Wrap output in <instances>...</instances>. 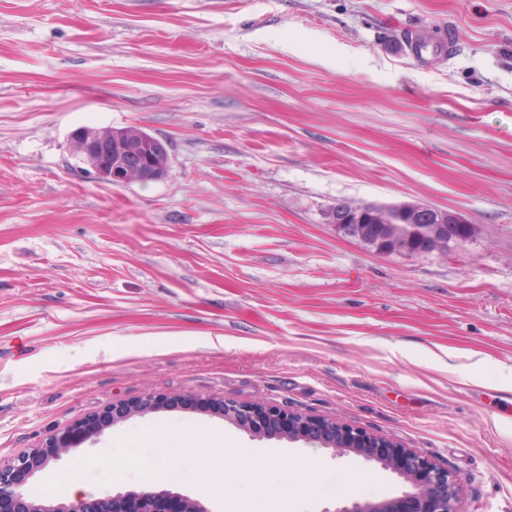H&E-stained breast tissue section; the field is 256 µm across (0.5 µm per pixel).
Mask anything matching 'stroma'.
Segmentation results:
<instances>
[{
	"label": "stroma",
	"instance_id": "35a3bbf8",
	"mask_svg": "<svg viewBox=\"0 0 512 512\" xmlns=\"http://www.w3.org/2000/svg\"><path fill=\"white\" fill-rule=\"evenodd\" d=\"M139 126L167 175L111 186L80 127ZM421 203L473 236L379 255L337 202ZM147 393L28 481L161 487L208 512L403 502L378 462L254 438L200 399L278 405L414 448L456 512H512V0H0V463ZM224 441L228 496L197 435ZM350 486L324 489L325 476Z\"/></svg>",
	"mask_w": 512,
	"mask_h": 512
}]
</instances>
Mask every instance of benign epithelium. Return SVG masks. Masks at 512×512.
<instances>
[{
    "label": "benign epithelium",
    "mask_w": 512,
    "mask_h": 512,
    "mask_svg": "<svg viewBox=\"0 0 512 512\" xmlns=\"http://www.w3.org/2000/svg\"><path fill=\"white\" fill-rule=\"evenodd\" d=\"M73 155L89 167L95 178L112 186H129L160 179L155 158L168 154L166 141L155 137L150 149L126 148L112 141V130L82 127L70 135ZM328 223L343 235L357 238L378 254L392 250L416 255L447 252L462 245L473 227L456 212L416 203L363 204L333 207ZM173 401L152 393L114 404L89 414L51 434L36 448L0 465V512H208L197 499L167 489L143 487L104 497L76 494L64 502L35 498L26 489L29 478L50 462L132 416L171 407ZM217 406L225 420L254 437L287 439L339 453H355L393 470L410 484L405 507L409 512H456L453 502L458 482L447 467L414 448L383 439L335 419L316 418L273 405L240 403L232 399L202 401ZM336 512H396L392 506L354 502Z\"/></svg>",
    "instance_id": "benign-epithelium-1"
}]
</instances>
